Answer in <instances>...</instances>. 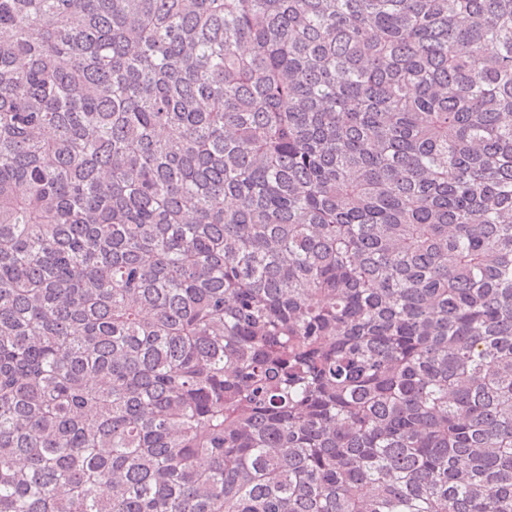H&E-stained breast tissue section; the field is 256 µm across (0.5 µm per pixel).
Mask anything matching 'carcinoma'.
I'll return each instance as SVG.
<instances>
[{
  "label": "carcinoma",
  "instance_id": "obj_1",
  "mask_svg": "<svg viewBox=\"0 0 512 512\" xmlns=\"http://www.w3.org/2000/svg\"><path fill=\"white\" fill-rule=\"evenodd\" d=\"M0 512H512V0H0Z\"/></svg>",
  "mask_w": 512,
  "mask_h": 512
}]
</instances>
